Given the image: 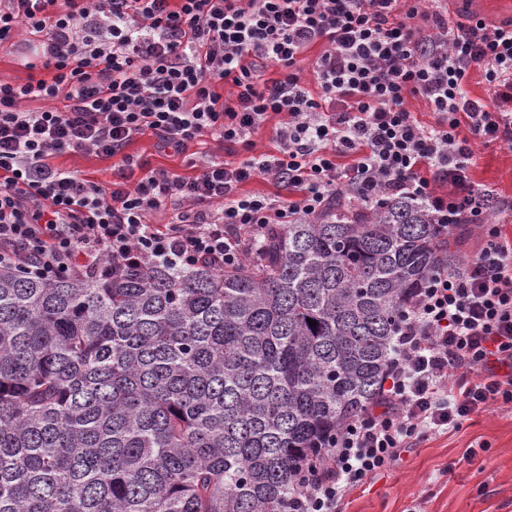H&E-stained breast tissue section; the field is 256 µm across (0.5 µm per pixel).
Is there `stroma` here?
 Returning <instances> with one entry per match:
<instances>
[{
    "mask_svg": "<svg viewBox=\"0 0 512 512\" xmlns=\"http://www.w3.org/2000/svg\"><path fill=\"white\" fill-rule=\"evenodd\" d=\"M54 165L79 170L109 186L125 169L120 157L64 154ZM474 182L501 203L494 213L512 238V147H482ZM345 512H512V410L491 407L455 430L426 437L406 449L397 465L355 490Z\"/></svg>",
    "mask_w": 512,
    "mask_h": 512,
    "instance_id": "stroma-1",
    "label": "stroma"
}]
</instances>
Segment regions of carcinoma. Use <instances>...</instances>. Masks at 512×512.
Returning a JSON list of instances; mask_svg holds the SVG:
<instances>
[{
  "label": "carcinoma",
  "mask_w": 512,
  "mask_h": 512,
  "mask_svg": "<svg viewBox=\"0 0 512 512\" xmlns=\"http://www.w3.org/2000/svg\"><path fill=\"white\" fill-rule=\"evenodd\" d=\"M444 265L448 230L390 198L275 224L230 271L0 266V512H280Z\"/></svg>",
  "instance_id": "carcinoma-1"
}]
</instances>
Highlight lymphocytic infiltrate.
Returning <instances> with one entry per match:
<instances>
[{"label":"lymphocytic infiltrate","instance_id":"f902f5d3","mask_svg":"<svg viewBox=\"0 0 512 512\" xmlns=\"http://www.w3.org/2000/svg\"><path fill=\"white\" fill-rule=\"evenodd\" d=\"M438 2L0 0V44L26 29L44 71L0 79V265L222 271L272 225L392 197L422 202L449 233L476 232L474 257L410 299L375 400L304 464L283 512H342L404 449L512 405V243L472 179L479 145L512 143V21L454 19ZM316 45L312 90L297 62ZM271 67L279 78L265 79ZM477 67L494 103L467 91ZM273 114L276 150L255 152L250 135ZM146 133L177 154L208 134L246 157L185 177L126 154ZM86 152L141 176L104 187L52 163ZM257 178L277 192L244 191Z\"/></svg>","mask_w":512,"mask_h":512}]
</instances>
